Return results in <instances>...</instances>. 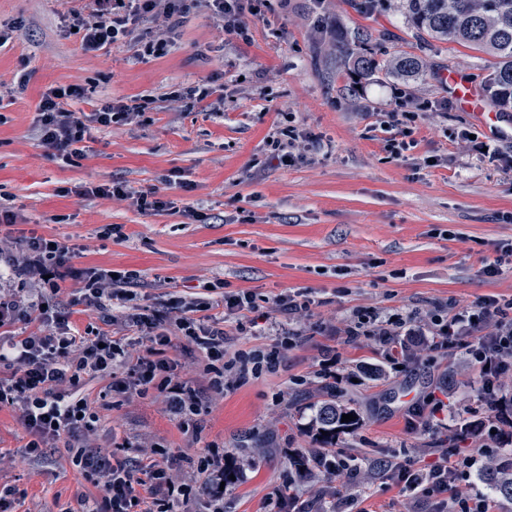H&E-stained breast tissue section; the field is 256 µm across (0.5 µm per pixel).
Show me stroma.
I'll use <instances>...</instances> for the list:
<instances>
[{"label": "stroma", "mask_w": 512, "mask_h": 512, "mask_svg": "<svg viewBox=\"0 0 512 512\" xmlns=\"http://www.w3.org/2000/svg\"><path fill=\"white\" fill-rule=\"evenodd\" d=\"M358 2L263 0L247 18L245 40L197 7L166 55L139 62L130 45L85 52L80 35L60 24L67 0H0V31L9 35L0 46V82L28 77L24 93L0 99V202L17 215L0 224L1 236L34 231L78 245L76 266L139 271L136 302L158 309L169 294L218 279L261 299L291 290L313 302L305 335L278 371L210 394L197 436L184 434L159 398L120 397L101 379L81 389L100 416L88 442L103 452L134 462L146 447L164 446L177 481L197 486L195 458L209 444L223 448L225 466L237 472L224 485V512H283L273 491L295 476L291 454L320 448L311 419L331 397L359 414L332 445L348 470L321 471L300 485L303 507L344 484L359 512H434L410 504L387 466L427 469L441 448L470 450L475 439L461 429L473 421L496 427L501 448L512 447V420L488 410L478 366L463 354L410 336L395 365L375 337L345 336L357 310L426 313L512 296V269L483 272L497 245L512 243V171L469 143L475 136L512 154L505 133L512 115L480 124L446 79L480 81L493 57L422 40L402 0H379L371 10ZM357 31L368 34L380 61L411 53L423 73L410 82L382 72L356 82L351 62L336 55V38ZM203 80L223 91V116L170 101L171 91ZM60 84L145 111L137 123L95 132L84 158L55 162L38 147L34 124L42 94ZM401 110L417 119L408 149L397 155L382 121ZM290 126L320 136L322 147L288 167L272 156L268 139ZM113 179L159 188L175 207L144 215L126 201L87 202L70 192ZM189 207L204 221L184 217ZM105 224L122 225L124 239L99 237ZM327 349L339 357L331 383L318 375ZM373 368L380 378H367ZM440 392L445 406L436 412L429 399ZM27 441L17 413L0 409V485L22 491L17 512H79L95 489L66 448L35 460L23 453ZM376 460L384 468L371 470Z\"/></svg>", "instance_id": "stroma-1"}]
</instances>
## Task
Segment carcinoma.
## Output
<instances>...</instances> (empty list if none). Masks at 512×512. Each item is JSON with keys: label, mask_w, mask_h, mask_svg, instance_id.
I'll return each mask as SVG.
<instances>
[{"label": "carcinoma", "mask_w": 512, "mask_h": 512, "mask_svg": "<svg viewBox=\"0 0 512 512\" xmlns=\"http://www.w3.org/2000/svg\"><path fill=\"white\" fill-rule=\"evenodd\" d=\"M406 17L419 34L433 40L452 41L485 52L496 59L482 77L480 87L494 107L512 109V0H402ZM367 37L349 36L336 44V52L354 59L356 74L370 78L382 69L380 61L366 48ZM423 69L420 58L403 54L389 63L387 71L397 77L413 78ZM353 409L326 401L315 414L312 429L326 444L356 421L341 422ZM303 482L315 475L313 458L296 455L290 461ZM493 493L512 500V448L492 459L482 474Z\"/></svg>", "instance_id": "carcinoma-1"}]
</instances>
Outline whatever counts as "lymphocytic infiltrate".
I'll list each match as a JSON object with an SVG mask.
<instances>
[{
	"label": "lymphocytic infiltrate",
	"mask_w": 512,
	"mask_h": 512,
	"mask_svg": "<svg viewBox=\"0 0 512 512\" xmlns=\"http://www.w3.org/2000/svg\"><path fill=\"white\" fill-rule=\"evenodd\" d=\"M211 17L230 35H245L250 0H199ZM188 8L187 0H79L63 19L77 29L87 52L107 51L135 42V59L167 54L171 40L163 25ZM83 87H50L37 109L36 140L52 160L73 162L84 154V142L96 127L131 123L134 107L105 102L89 113L68 109L70 100L85 97ZM83 199L132 201L146 215L172 209L157 188L136 190L123 181L77 187ZM75 249L32 234L19 240L0 238V408L17 411L30 440L26 453L44 457L48 449L65 445L84 477L99 488L98 496L84 500L83 512H192L196 496H205L209 512H224V451L208 445L197 457L199 488L176 483L165 461L169 451L151 448L136 463L110 458L100 449L81 445L80 438L95 428L99 415L81 396L85 379H108L116 393H156L182 430L194 425L203 410L204 390L223 392L228 380L274 370L280 347L228 353L226 328L249 335L258 324L257 296L250 291H224L223 280L207 286L204 296H175L167 311L134 305L139 272L102 267H78ZM82 285L79 304L98 313L100 327L79 328L62 307L70 282ZM221 317H212L215 307ZM145 343L143 354L131 356L130 332ZM376 336L390 361H397L407 336L425 337L437 351L464 348L480 368L482 390L489 406L498 403L497 387L512 371V299L488 297L449 312L434 310L428 319L418 314L369 312L358 314L348 336ZM184 342L202 351L207 389L194 387L178 372L167 350ZM493 452L482 443L470 453L443 449L428 473L402 464L390 469L408 498L429 500L435 512H489V502L462 488L476 465Z\"/></svg>",
	"instance_id": "1"
}]
</instances>
